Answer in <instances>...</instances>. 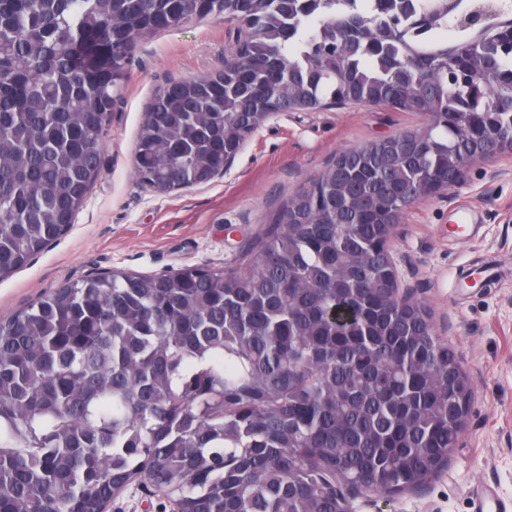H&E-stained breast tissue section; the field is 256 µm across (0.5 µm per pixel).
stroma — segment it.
<instances>
[{
    "mask_svg": "<svg viewBox=\"0 0 512 512\" xmlns=\"http://www.w3.org/2000/svg\"><path fill=\"white\" fill-rule=\"evenodd\" d=\"M236 29L209 18L138 44L83 210L63 237L0 282V319L90 274L245 270L246 251L278 210L339 153L422 126L418 113L379 106L282 112L211 181L171 193L141 185L133 157L152 98L170 79L222 68ZM391 254L400 294L426 305L435 335L456 350L473 398L447 467L397 495L358 489L353 506L473 512L482 494L511 505L512 151L472 162L455 187L411 205L395 227Z\"/></svg>",
    "mask_w": 512,
    "mask_h": 512,
    "instance_id": "stroma-1",
    "label": "stroma"
}]
</instances>
